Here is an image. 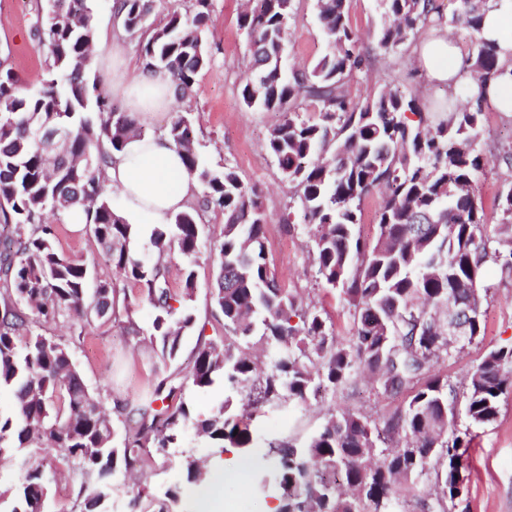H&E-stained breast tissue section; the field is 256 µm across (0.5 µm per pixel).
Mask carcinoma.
Here are the masks:
<instances>
[{"mask_svg":"<svg viewBox=\"0 0 512 512\" xmlns=\"http://www.w3.org/2000/svg\"><path fill=\"white\" fill-rule=\"evenodd\" d=\"M34 36L44 50L52 78L41 89H26L7 60L0 58V217L12 227L0 247V386L14 388L15 409L0 415V456L20 459L21 477L8 491L10 512H45L52 466L40 450H59L79 480L72 512H104L119 489L118 472L143 468L153 455L182 447L187 429L245 461L258 455L248 423L230 399L208 413H195L188 389L215 381L236 393L244 406L301 405L321 388H334L366 368L385 392L413 390L406 408L385 421L398 439L379 448L377 425L354 413L330 414L303 446L271 441L261 458L271 471L257 474L253 489L272 498L275 512H398L399 479L433 467L437 496L426 512H452L460 490L456 472L467 470L468 432L458 428L459 411L473 425L498 417L500 399L512 387V346L491 349L473 367L458 407L456 390L442 379L439 361L456 351L448 345L437 309L448 299L476 304L488 263L512 276V247L484 229L482 208L472 186L486 161L479 147L481 100L489 82L503 74L500 48L482 36L487 0H460L451 18L478 35L469 58L466 105L448 103V113L425 112L417 94L385 87L364 99L351 97L353 74L370 65L349 22V0H317L318 16L331 46L307 69L282 71L286 22L284 0H250L238 16L247 34L249 74L241 86L250 110L278 111L284 120L269 133L267 149L291 189L283 223L299 217L310 226L313 262L320 282L339 288L354 308L357 329L349 341L336 340L326 318L284 288L271 270L266 220L257 189L242 182L233 167H211L197 148L192 120L180 114L165 133L183 152L189 173L202 187L198 204L153 230L156 259L133 246L135 227L114 211L105 193L108 149L118 151L139 132L136 118L117 112L108 93L89 103L86 72L92 28L90 0H55ZM152 0H122L123 26L142 30ZM384 22L378 47L388 51L415 40L429 25L445 23L430 0H381ZM209 0H190L185 13L172 14L143 45L145 63L172 76L179 98L195 92L207 66L203 35ZM319 109L320 119L300 118L297 101ZM65 127L56 153L40 150L28 130L45 123ZM383 192L377 211L378 235L366 241L353 231L361 204ZM502 231L512 230V181L497 197ZM79 211L106 265L122 272V283L99 280L89 288L90 271L80 259L56 248L57 225L43 216ZM224 215L211 247L218 274L212 308L228 336L219 344L197 328L191 306L194 272L187 269L179 294L169 287L162 257L172 248L188 262L201 252V215ZM152 310L151 351L165 366L178 356L183 336L198 331L189 376L155 375L146 392L123 406L132 426L117 437L102 400L85 384L74 358L75 342L33 332L34 324L64 317L73 326L126 324L137 331L129 289ZM273 349L260 367L244 351L250 336ZM381 464H374L376 455ZM183 482L162 489L131 490V512H187L186 492L208 477L191 454L177 461ZM339 469L350 496L325 480Z\"/></svg>","mask_w":512,"mask_h":512,"instance_id":"carcinoma-1","label":"carcinoma"}]
</instances>
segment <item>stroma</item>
I'll return each instance as SVG.
<instances>
[{"label": "stroma", "mask_w": 512, "mask_h": 512, "mask_svg": "<svg viewBox=\"0 0 512 512\" xmlns=\"http://www.w3.org/2000/svg\"><path fill=\"white\" fill-rule=\"evenodd\" d=\"M247 0H210L205 28L210 64L196 80L192 99L173 101L169 110L156 113L150 122L158 131L179 114H190L197 130L198 149L213 166L231 163L244 183L257 187L267 217V247L270 263L280 283L316 305L339 340L354 333L352 311L340 289L328 288L316 279L312 262V241L304 224L284 225L280 218L288 202L289 187L266 149L270 130L279 124V112H258L245 107L239 88L247 76L245 48L247 37L237 20ZM45 0H0V51L9 54L10 63L29 88L48 79L45 56L33 35ZM380 0H350V23L363 45L372 52L368 70L357 73L350 82L351 95L359 99L389 86L419 94L422 103L435 108L438 96L425 92L418 76L411 47L384 51L377 47L382 23ZM284 72L314 65L330 50L317 19L315 0H294L285 35ZM481 147L487 160L473 183V193L481 203L488 231H498L500 215L494 200L503 183L512 180V169L502 161L512 153V116L485 109L481 117ZM56 245L59 250L82 259L92 277L104 278L111 271L100 256L88 229L74 228L59 220ZM195 270L194 307L199 324L209 337H220L224 329L211 316L210 291L215 267L208 252H201ZM487 291L483 302L484 333L441 361L438 371L453 386H461L472 368L490 349L512 344V277L490 264L481 282ZM76 363L89 389L99 395L105 408L116 401L142 394L153 379L156 359L143 336L109 325L93 324L83 330L75 347ZM404 396L379 392L365 376L350 385L320 393L306 405L282 402L263 406L251 423L254 438L261 443L291 438L297 444L319 429L325 416L352 412L376 422L402 407ZM467 452L468 494L455 512H512V391L501 403L497 419L490 424L471 426ZM206 460L209 469L232 467L235 456L222 453L186 431L182 448L169 449L138 474L140 486L158 488L179 479L175 463L181 453Z\"/></svg>", "instance_id": "stroma-1"}]
</instances>
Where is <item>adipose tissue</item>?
Wrapping results in <instances>:
<instances>
[{
	"mask_svg": "<svg viewBox=\"0 0 512 512\" xmlns=\"http://www.w3.org/2000/svg\"><path fill=\"white\" fill-rule=\"evenodd\" d=\"M482 34L498 40L500 63L512 70V0H498L485 14ZM116 37L99 33L94 42L95 62L113 96L122 98L137 118L165 109L175 86L167 71L140 65L129 67L115 48ZM417 67L428 85L455 90L468 72L461 47L446 27L427 31L414 48ZM106 182L122 197L121 217L130 224L171 223L178 212L195 201L197 181L188 172L178 149L162 133L146 132L127 140L112 152L105 169Z\"/></svg>",
	"mask_w": 512,
	"mask_h": 512,
	"instance_id": "ef3b65f1",
	"label": "adipose tissue"
}]
</instances>
